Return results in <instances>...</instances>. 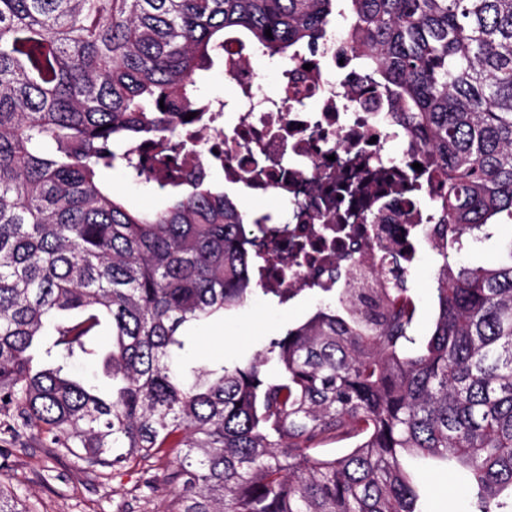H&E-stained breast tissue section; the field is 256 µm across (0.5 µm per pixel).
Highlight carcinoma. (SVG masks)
Listing matches in <instances>:
<instances>
[{"label":"carcinoma","mask_w":512,"mask_h":512,"mask_svg":"<svg viewBox=\"0 0 512 512\" xmlns=\"http://www.w3.org/2000/svg\"><path fill=\"white\" fill-rule=\"evenodd\" d=\"M336 14L441 165L434 329L419 342L415 311L372 320L344 288L251 359L188 367L185 327L288 295L224 184L173 165L161 183L133 146L195 151L180 127L203 121L197 77L227 32L287 59ZM118 166L164 204L129 208ZM505 223L512 0H0V456L29 432L95 473L163 460L166 512H419L405 457L451 459L473 512H512V238L498 263L459 260ZM0 512H28L1 480Z\"/></svg>","instance_id":"1"}]
</instances>
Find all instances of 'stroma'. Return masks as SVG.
<instances>
[{
	"instance_id": "stroma-1",
	"label": "stroma",
	"mask_w": 512,
	"mask_h": 512,
	"mask_svg": "<svg viewBox=\"0 0 512 512\" xmlns=\"http://www.w3.org/2000/svg\"><path fill=\"white\" fill-rule=\"evenodd\" d=\"M107 178L136 207L151 209L162 199L160 192L137 181L125 168L109 171ZM439 266L434 252H422L409 281L423 336L430 335L434 327ZM317 303V296L310 292L289 307L255 296L246 307L188 331L184 359L191 364L211 356L223 357L228 363L248 360L269 338L304 320ZM406 465L419 487L422 512H472L461 470L449 469L443 461L412 457ZM0 470L9 474L8 487L27 512H164L170 501L160 471L149 463L137 462L101 476L86 470L74 457L30 439L0 461Z\"/></svg>"
}]
</instances>
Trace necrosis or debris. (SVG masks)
I'll return each mask as SVG.
<instances>
[{
	"mask_svg": "<svg viewBox=\"0 0 512 512\" xmlns=\"http://www.w3.org/2000/svg\"><path fill=\"white\" fill-rule=\"evenodd\" d=\"M252 47L230 43L224 73L232 97L208 103L206 127L185 125L211 161L224 167L225 184L271 198L258 223L288 264H270L267 285L337 290L355 285L359 305L374 309L391 262L413 269L438 218L432 199L439 187L435 163L394 117L395 104L365 81L339 36L316 50L276 63L266 85ZM427 189L407 194L406 180ZM358 185L355 201L337 202L342 183Z\"/></svg>",
	"mask_w": 512,
	"mask_h": 512,
	"instance_id": "obj_1",
	"label": "necrosis or debris"
}]
</instances>
